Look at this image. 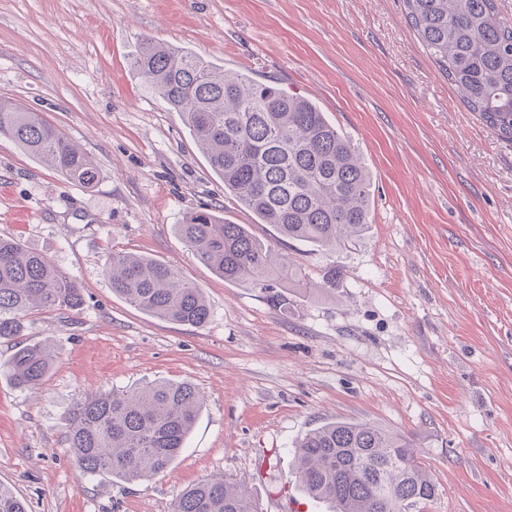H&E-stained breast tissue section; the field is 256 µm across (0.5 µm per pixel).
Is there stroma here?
Returning a JSON list of instances; mask_svg holds the SVG:
<instances>
[{"instance_id":"stroma-1","label":"stroma","mask_w":512,"mask_h":512,"mask_svg":"<svg viewBox=\"0 0 512 512\" xmlns=\"http://www.w3.org/2000/svg\"><path fill=\"white\" fill-rule=\"evenodd\" d=\"M150 41L314 100L370 173L363 233L331 250L254 223L135 69ZM1 98L40 112L99 173L80 186L0 137V237L84 289L81 310L25 318L22 343L54 354L39 389L0 373V483L28 512H171L213 476L258 512H326L302 493L294 447L335 419L411 437L438 489L422 512H512V143L467 110L403 0H0ZM207 206L311 288L282 289L281 308L216 275L176 231ZM125 252L176 267L209 322L113 293L102 267ZM161 380L204 398L173 465L146 483L81 477L68 412Z\"/></svg>"}]
</instances>
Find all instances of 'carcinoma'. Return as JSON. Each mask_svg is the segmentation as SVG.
Listing matches in <instances>:
<instances>
[{
  "label": "carcinoma",
  "instance_id": "cac0c4a2",
  "mask_svg": "<svg viewBox=\"0 0 512 512\" xmlns=\"http://www.w3.org/2000/svg\"><path fill=\"white\" fill-rule=\"evenodd\" d=\"M405 19L461 94L468 111L512 142V23L497 0H404ZM145 84L185 125L224 181V192L281 237L334 249L371 223L370 175L351 142L312 100L224 68L189 51L146 43L134 59ZM0 135L68 180L91 187L93 161L40 113L0 100ZM197 257L226 281L272 289L308 288L302 273L276 259L248 224L216 209L193 210L177 225ZM112 292L142 311L183 325L204 326L202 291L173 266L115 253L103 267ZM81 284L47 256L0 238V339L23 335L34 310H79ZM52 365L45 345L18 346L0 362L16 387L40 386ZM197 388L185 381L151 382L134 391L86 397L68 416L67 441L82 472L126 483L166 471L185 448L199 415ZM307 495L331 512H412L436 496L419 449L400 433L334 420L295 446ZM0 512H26L0 484ZM172 512H257L246 490L222 477L186 489Z\"/></svg>",
  "mask_w": 512,
  "mask_h": 512
}]
</instances>
